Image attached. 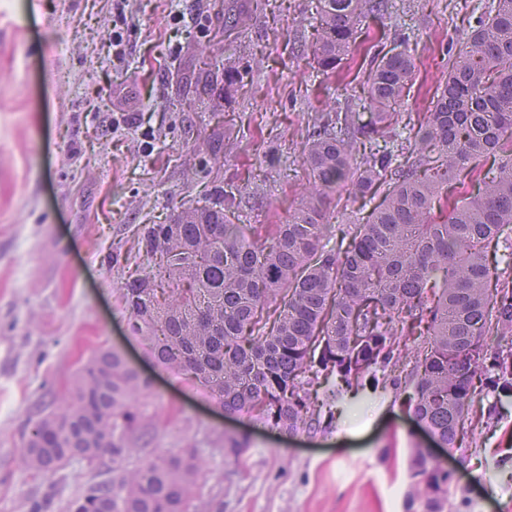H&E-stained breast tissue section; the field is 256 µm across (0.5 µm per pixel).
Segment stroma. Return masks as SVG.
Listing matches in <instances>:
<instances>
[{
    "label": "stroma",
    "instance_id": "35a3bbf8",
    "mask_svg": "<svg viewBox=\"0 0 512 512\" xmlns=\"http://www.w3.org/2000/svg\"><path fill=\"white\" fill-rule=\"evenodd\" d=\"M236 0H130L124 61L99 63L112 31V0H0V512H68L110 462L75 459L35 474L24 448L41 409L78 370L116 346L151 375L139 401L148 434L138 459L186 452L204 461L196 493L221 512H405L408 450L423 432L393 392L345 401L333 428L294 436L225 416L210 394L154 364L130 331L122 282L144 273L134 250L143 224L168 223L182 204L205 205L215 187L239 188L230 219L266 224L296 201L295 176L308 124L327 99L355 107L362 64L324 79L310 51L316 0H247L254 25L240 38L264 56L232 93L198 96V43L224 46L217 6ZM476 0H388L362 23L379 50L409 40L417 88L400 107L418 128L475 22ZM179 8L194 20L174 24ZM223 136L214 164L206 139ZM132 251L112 268V249ZM470 413L475 439L449 451L469 512H512V393L486 388ZM251 432L237 463L225 436Z\"/></svg>",
    "mask_w": 512,
    "mask_h": 512
}]
</instances>
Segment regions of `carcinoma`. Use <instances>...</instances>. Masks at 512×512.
Returning a JSON list of instances; mask_svg holds the SVG:
<instances>
[{
	"label": "carcinoma",
	"instance_id": "carcinoma-1",
	"mask_svg": "<svg viewBox=\"0 0 512 512\" xmlns=\"http://www.w3.org/2000/svg\"><path fill=\"white\" fill-rule=\"evenodd\" d=\"M385 0H319L313 60L328 79L354 58L364 18ZM416 78L411 48L372 55L360 106L319 113L301 149L306 181L276 224H234L236 194L145 224L138 253L156 271L120 288L134 335L155 362L205 387L231 415L284 433L333 423L344 397L401 383L411 416L443 448L467 434L477 384L512 390V0H492L460 47L416 134L395 106ZM494 157L495 169L479 166ZM345 187L372 207L338 223ZM376 206L371 203L376 198ZM507 254L489 261V251ZM152 384L108 348L42 411L30 470L80 458L112 461L69 512H215L196 498L192 453L127 466L144 430L138 398ZM250 436L224 437L239 460ZM406 512H462L467 499L429 449H408Z\"/></svg>",
	"mask_w": 512,
	"mask_h": 512
}]
</instances>
